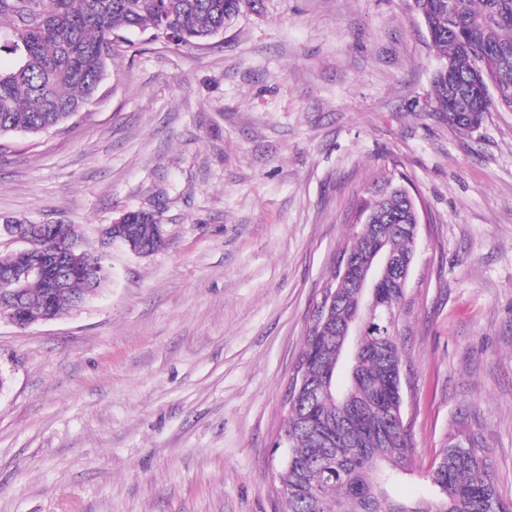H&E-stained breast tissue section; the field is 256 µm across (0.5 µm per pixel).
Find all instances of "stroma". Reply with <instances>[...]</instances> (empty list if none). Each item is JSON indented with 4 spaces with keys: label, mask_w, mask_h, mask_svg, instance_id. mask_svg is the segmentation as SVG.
Masks as SVG:
<instances>
[{
    "label": "stroma",
    "mask_w": 512,
    "mask_h": 512,
    "mask_svg": "<svg viewBox=\"0 0 512 512\" xmlns=\"http://www.w3.org/2000/svg\"><path fill=\"white\" fill-rule=\"evenodd\" d=\"M414 0H263L191 47L126 32L61 134L0 137V224L161 215L81 308L0 318V512H286L275 445L311 308L358 202L421 225L399 323L412 467L475 432L512 500V112L461 133Z\"/></svg>",
    "instance_id": "stroma-1"
}]
</instances>
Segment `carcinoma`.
<instances>
[{"label": "carcinoma", "mask_w": 512, "mask_h": 512, "mask_svg": "<svg viewBox=\"0 0 512 512\" xmlns=\"http://www.w3.org/2000/svg\"><path fill=\"white\" fill-rule=\"evenodd\" d=\"M431 45L448 73L433 74L437 111L461 131L479 126L491 110L512 112V0H414ZM263 0H0V56L13 60L0 70V137L15 131L32 135L61 132L73 118L91 112L100 98L112 44L122 31L138 30L175 45L206 43ZM373 224L352 227L353 250L364 251L380 234L387 248L409 256L414 239L401 228L413 221L405 195L373 194L361 205ZM157 214L129 212L134 237L149 253L163 235L145 224ZM59 232L34 229L26 249L41 258L59 251L79 277L58 289L51 315L79 307L106 282L100 279V249L86 240L73 246ZM44 285L25 288L24 316L45 315ZM359 305L358 289L336 288L324 331L306 334L300 361L310 389L288 392V461L280 473L288 512H512L488 474L482 441L440 449L426 474L438 490L431 501L404 502L391 489L411 465L412 437L405 422L381 415L378 398L392 393L402 376L397 336L374 334L351 341L342 330Z\"/></svg>", "instance_id": "cac0c4a2"}]
</instances>
